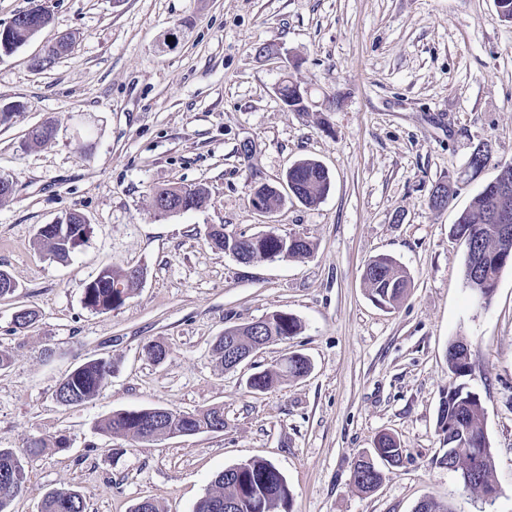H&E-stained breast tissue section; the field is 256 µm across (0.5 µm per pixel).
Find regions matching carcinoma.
<instances>
[{"label": "carcinoma", "mask_w": 512, "mask_h": 512, "mask_svg": "<svg viewBox=\"0 0 512 512\" xmlns=\"http://www.w3.org/2000/svg\"><path fill=\"white\" fill-rule=\"evenodd\" d=\"M52 22V17L43 5L19 13L12 20L11 39L14 48L25 44L40 30ZM75 40L67 36L61 44V55L51 54L42 60H34L33 66L48 69L62 56L72 52ZM52 123L33 128L29 139L35 144L53 138ZM512 184V166L504 167L495 180L484 185L472 204L464 209L454 224V234L464 240L467 255L463 270L468 288L479 297L490 299L502 269L512 264V239L503 238L497 225L490 220L495 210L512 213V194L499 195L495 184ZM288 190L298 195L306 205L319 203L328 193L330 177L318 161L304 159L294 163L287 173ZM154 206L163 213L178 209L196 210L205 202L201 188L174 187L161 189L153 196ZM90 224L79 212H70L65 218L49 226L38 228L36 239L49 258L65 261L70 254L89 239ZM212 247L241 253L246 260H287L311 254L312 244L305 238L295 242H282L275 232L266 231L253 235L237 245L229 246L224 227H213L208 233ZM368 275L363 277L371 300L385 309L395 308L406 296L411 286L408 271L389 255H378L366 262ZM140 282L134 272L112 268L103 269L84 287V304L95 312H108L124 304L125 300L139 288ZM302 324L285 312L269 314L264 331L254 334L249 327H242L233 335L217 338L214 352L224 369L228 370L239 354L253 351L258 344L286 341L297 335ZM448 369L455 377L469 375L473 371L467 345L455 340L448 345ZM310 370V361L300 353L290 352L277 369L263 370L250 376L248 388L265 392L286 377L298 378ZM116 371V365L105 357L91 358L74 368L55 391L56 400L64 406L79 405L94 398L107 376ZM216 423H224V409L211 407L199 412L172 411L164 416L157 408H132L112 412L99 421L97 428L107 435H123L135 441H146V431L164 427L177 434L196 431ZM439 432L448 445L437 457L435 464L463 475L473 468L478 472L464 489L482 493L496 489L494 456L489 438L484 429V408L480 397L461 385L448 386V394L441 402L438 412ZM403 456L397 440L382 434L373 448V456L363 455L354 464L352 481L364 492H370L381 482L383 472L375 461L400 463ZM29 480L27 462L9 449L0 448V512H11L13 501L25 490ZM290 490L284 475L270 462L249 460L219 473L211 489L200 499L195 512H289ZM41 512H86L83 495L74 489L52 490L42 499Z\"/></svg>", "instance_id": "obj_1"}]
</instances>
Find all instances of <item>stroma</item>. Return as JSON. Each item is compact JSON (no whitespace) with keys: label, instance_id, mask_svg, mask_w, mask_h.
Returning a JSON list of instances; mask_svg holds the SVG:
<instances>
[{"label":"stroma","instance_id":"35a3bbf8","mask_svg":"<svg viewBox=\"0 0 512 512\" xmlns=\"http://www.w3.org/2000/svg\"><path fill=\"white\" fill-rule=\"evenodd\" d=\"M52 23L0 53V269L16 281L0 298V448L27 455L29 483L13 512H40L46 492L77 489L87 512H193L216 475L239 463H273L292 492L290 512H413L423 498L456 512H512V266L490 300L463 279L456 218L512 164V23L495 0H42ZM73 52L43 71L34 56L57 36ZM277 49L261 57L257 47ZM292 77L304 111L277 88ZM50 122L55 137L28 142ZM491 158L461 180L472 151ZM301 159L321 162L331 188L258 215L262 183L280 185ZM460 179L441 210L435 184ZM168 186L201 187L200 209L160 214ZM83 214L91 234L70 259H50L39 226ZM252 236L270 229L309 240L308 257L237 261L207 242L211 226ZM387 254L413 278L393 310L368 297L362 271ZM141 269L122 306L86 308L101 269ZM34 310L17 328L14 313ZM281 311L302 330L271 342L236 369L213 344L226 327ZM465 340L473 371L455 379L448 344ZM169 354L151 360L146 344ZM312 369L263 393L253 373L289 352ZM116 365L99 394L77 406L55 399L61 380L92 357ZM461 381L485 409L494 452L493 503L436 465L438 411ZM220 406L224 429L155 442L98 431L120 409L195 412ZM404 450L400 467L363 493L357 457L380 434ZM66 447H55L58 437ZM48 444L28 456L31 440Z\"/></svg>","mask_w":512,"mask_h":512}]
</instances>
